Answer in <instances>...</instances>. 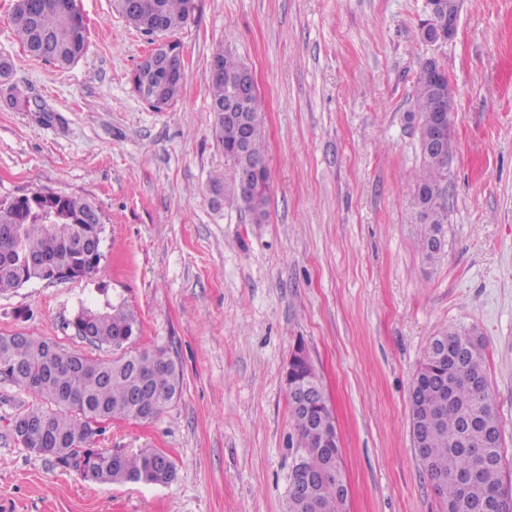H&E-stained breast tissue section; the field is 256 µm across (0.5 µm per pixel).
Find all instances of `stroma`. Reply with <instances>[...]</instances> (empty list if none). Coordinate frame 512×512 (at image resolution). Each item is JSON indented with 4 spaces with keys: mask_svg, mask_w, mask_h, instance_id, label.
<instances>
[{
    "mask_svg": "<svg viewBox=\"0 0 512 512\" xmlns=\"http://www.w3.org/2000/svg\"><path fill=\"white\" fill-rule=\"evenodd\" d=\"M0 0V200L80 196L103 224L97 274L0 294V334L112 355L71 325L122 302L139 344L183 372L150 421L112 420L98 447L174 461L161 486L94 484L14 437L35 398L0 380V512H287L296 446L284 372L304 345L340 440L344 512H444L410 430L409 390L428 344L476 328L512 483V0H464L455 38L419 37L424 0H195L179 42L186 81L152 109L132 76L152 51L113 0H74L87 50L62 69L14 35ZM262 101L268 217L209 189L233 182L203 79L219 47ZM455 92L458 145L448 248L423 263L411 203L419 167L407 114L420 62ZM18 87L29 107L8 106Z\"/></svg>",
    "mask_w": 512,
    "mask_h": 512,
    "instance_id": "stroma-1",
    "label": "stroma"
}]
</instances>
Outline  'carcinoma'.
<instances>
[{
    "instance_id": "obj_1",
    "label": "carcinoma",
    "mask_w": 512,
    "mask_h": 512,
    "mask_svg": "<svg viewBox=\"0 0 512 512\" xmlns=\"http://www.w3.org/2000/svg\"><path fill=\"white\" fill-rule=\"evenodd\" d=\"M117 12L134 28L150 33L158 26L163 35L181 28L194 11V0H114ZM74 0H16L11 24L35 58L66 68L79 61L87 46L84 28L74 21ZM174 56L144 58L134 76L142 99L160 110L178 97L186 74L176 75L179 44ZM222 76L208 72L207 83L215 114L216 136L237 169L232 197L257 223L267 214L270 192L268 166L262 144L263 113L257 93L241 110L228 117L224 103L246 65L229 49L216 52ZM448 84V75L433 60L420 63L416 74L414 110L410 119L417 129L420 172L416 180L413 219L419 250L428 266L443 252L434 241L447 234L448 157L455 154V133H445L440 150L427 147L435 136L430 113L436 111L435 88ZM93 202L55 194L35 193V202L0 201V293L31 280L48 279L47 270L65 264L75 276L97 273L101 261L98 225ZM77 334L90 344L112 348V358H95L68 350L34 336L21 340L0 335V379L24 388L39 403L20 414L15 423L32 426L21 438L24 447L47 456L66 470L93 483L164 485L176 475L173 461L162 467L163 452L136 454L104 451L95 445L99 425L112 419L137 418L145 411L158 417L183 391L181 366L164 348H140V322L123 304L103 310L83 308L73 319ZM448 344L443 358L427 355L412 381L410 427L424 436L419 460L442 489L447 512H477L483 504L493 512H512V493L501 476V440L487 433L501 431L500 417L482 368V345L473 332L450 326L440 332ZM288 381L304 387L320 381L314 365L295 355L288 363ZM292 417L302 448L292 467L289 483L311 477L308 492L297 498L288 493V512H343L345 499L322 474L340 468V449L324 447L331 431L328 405L317 410L299 403L288 392Z\"/></svg>"
}]
</instances>
